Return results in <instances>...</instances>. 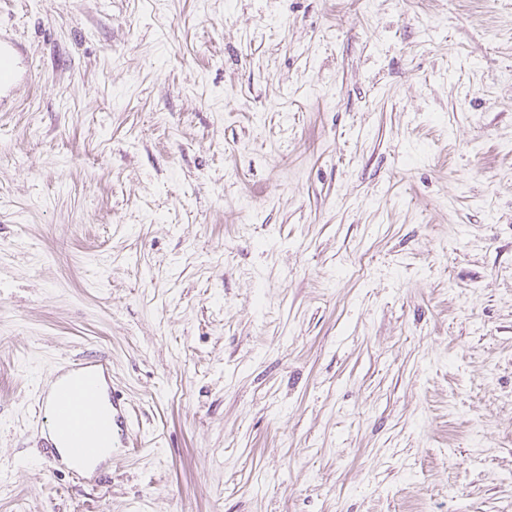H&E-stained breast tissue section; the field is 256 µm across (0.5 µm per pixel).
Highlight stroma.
<instances>
[{
    "instance_id": "stroma-1",
    "label": "stroma",
    "mask_w": 512,
    "mask_h": 512,
    "mask_svg": "<svg viewBox=\"0 0 512 512\" xmlns=\"http://www.w3.org/2000/svg\"><path fill=\"white\" fill-rule=\"evenodd\" d=\"M0 512H512V0H0ZM107 358L93 480L41 403ZM23 56V49L20 43L6 30L3 33L0 29V106L7 98L2 94L4 85L13 77V67L16 58ZM8 80V81H6Z\"/></svg>"
}]
</instances>
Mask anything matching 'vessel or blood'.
Segmentation results:
<instances>
[{"label": "vessel or blood", "instance_id": "b4317fda", "mask_svg": "<svg viewBox=\"0 0 512 512\" xmlns=\"http://www.w3.org/2000/svg\"><path fill=\"white\" fill-rule=\"evenodd\" d=\"M22 54V46L14 37L0 32V103L6 99L1 89L12 79L14 62ZM111 377L112 367L106 358L75 364L47 399L53 429L65 448L61 464L83 479L94 473L90 462L99 452L98 439L110 426L129 423L128 410L119 395L111 397V418H104L98 409L100 387L110 384Z\"/></svg>", "mask_w": 512, "mask_h": 512}]
</instances>
